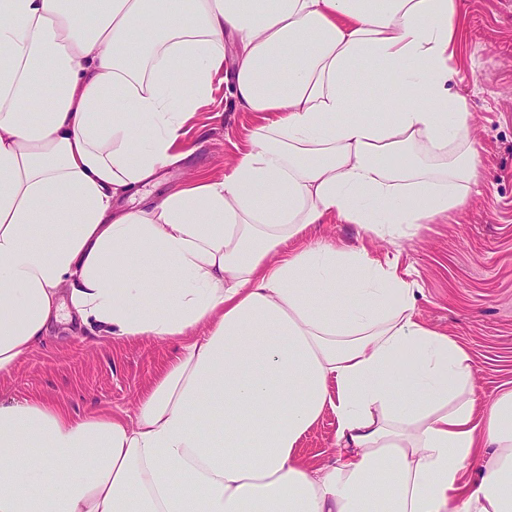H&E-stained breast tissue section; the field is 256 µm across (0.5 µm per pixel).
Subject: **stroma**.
<instances>
[{
	"mask_svg": "<svg viewBox=\"0 0 512 512\" xmlns=\"http://www.w3.org/2000/svg\"><path fill=\"white\" fill-rule=\"evenodd\" d=\"M465 41L450 88L473 114L481 184L459 209L391 241L336 218L312 226L310 240L367 248L396 262L417 288L416 312L430 328L467 350L479 404L512 389V0H460ZM260 112L234 103L222 81L210 102L183 127L186 161L162 169L158 181L120 200L127 210L152 204L197 176L219 178L252 145ZM179 345L149 339L111 340L57 325L12 374L0 376V399H51L73 413L131 414L137 398ZM336 421L324 413L304 436L301 460L327 463L336 451Z\"/></svg>",
	"mask_w": 512,
	"mask_h": 512,
	"instance_id": "stroma-1",
	"label": "stroma"
}]
</instances>
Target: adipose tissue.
Wrapping results in <instances>:
<instances>
[{"instance_id":"ef3b65f1","label":"adipose tissue","mask_w":512,"mask_h":512,"mask_svg":"<svg viewBox=\"0 0 512 512\" xmlns=\"http://www.w3.org/2000/svg\"><path fill=\"white\" fill-rule=\"evenodd\" d=\"M461 29L458 0H0V375L65 317L184 342L124 418L0 400V512H512V390L478 408L395 266L301 243L465 203ZM218 75L266 115L253 148L119 208L182 160ZM335 433V417L327 411L304 436L299 450L301 460L311 466L327 463L336 451Z\"/></svg>"}]
</instances>
